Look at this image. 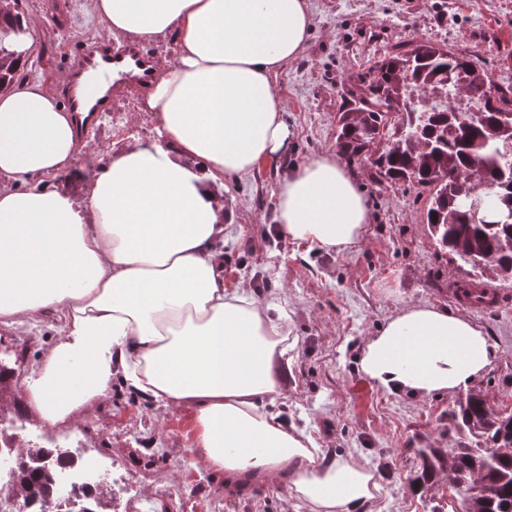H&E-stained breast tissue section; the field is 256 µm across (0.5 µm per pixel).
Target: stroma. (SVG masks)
I'll list each match as a JSON object with an SVG mask.
<instances>
[{
	"label": "stroma",
	"instance_id": "35a3bbf8",
	"mask_svg": "<svg viewBox=\"0 0 512 512\" xmlns=\"http://www.w3.org/2000/svg\"><path fill=\"white\" fill-rule=\"evenodd\" d=\"M313 29L305 50L273 79L291 131L285 162L260 166L231 185L234 222L224 234L227 288L249 283L287 315L296 346L288 384L276 404L328 457H350L375 471L380 489L366 512H430L448 501V484L417 487L419 448H445L443 434L456 395H394L358 369L365 341L402 309L428 304L470 318L494 353L473 383L491 409L512 413V282L496 283L499 302L480 309L455 296L462 269L440 253L411 188L375 182L350 162L371 220L348 249L309 251L279 235L275 190L287 162L336 152V112L351 75L401 42L425 39L473 54L494 83H512V0H309ZM40 35L26 80L54 88L71 60L104 35L86 0H22ZM157 123L141 93L113 106L77 156L87 173L126 147L154 141ZM57 316L24 330L0 328V364L15 384L0 426L23 445L67 451L77 467L112 490V512H310L283 486L253 479L229 489L223 473L198 461L194 410L166 409L113 381L105 396L69 426L47 425L26 404V383L61 334Z\"/></svg>",
	"mask_w": 512,
	"mask_h": 512
}]
</instances>
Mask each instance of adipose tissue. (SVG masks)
<instances>
[{
	"mask_svg": "<svg viewBox=\"0 0 512 512\" xmlns=\"http://www.w3.org/2000/svg\"><path fill=\"white\" fill-rule=\"evenodd\" d=\"M108 35L149 44L169 33L145 104L160 141L115 153L94 177L74 159L75 119L40 83L0 93V325L58 314L64 333L26 384L52 426L72 422L114 375L166 408L195 410L194 454L227 479L287 486L310 512H364L373 470L325 458L274 408L290 342L250 285L224 286L215 250L232 222L226 187L288 150L272 78L305 48L307 0H89ZM275 221L311 251L345 250L370 214L334 154L291 163ZM492 361L470 319L430 305L369 337L361 373L393 394H452Z\"/></svg>",
	"mask_w": 512,
	"mask_h": 512,
	"instance_id": "adipose-tissue-1",
	"label": "adipose tissue"
}]
</instances>
